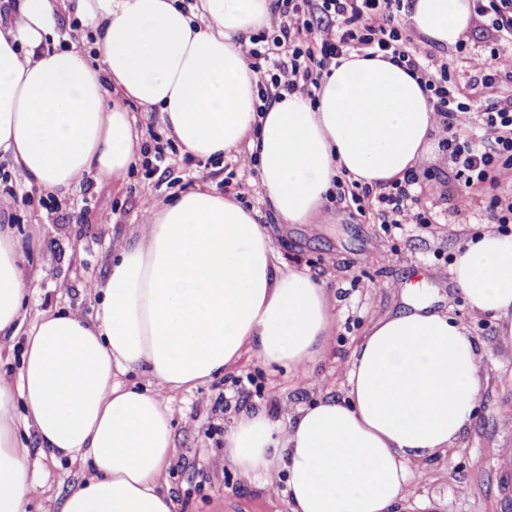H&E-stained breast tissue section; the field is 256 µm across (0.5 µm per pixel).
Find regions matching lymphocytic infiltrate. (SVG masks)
Instances as JSON below:
<instances>
[{
	"mask_svg": "<svg viewBox=\"0 0 512 512\" xmlns=\"http://www.w3.org/2000/svg\"><path fill=\"white\" fill-rule=\"evenodd\" d=\"M476 19L493 46L490 52L464 53L470 71L484 87L512 83V53L498 46L512 44V0H473ZM401 0H273L272 17L259 33L250 36L241 51L256 76L262 108L283 95L313 96L324 71L340 58L356 52L383 57L405 65L419 75V84L438 119L439 146L455 165V176L466 189L460 200L469 205L470 189L484 183L491 172L512 169V98L477 102L467 98L450 74L448 64H426L422 51L406 35L399 12ZM478 112L482 135L462 133L461 117ZM420 175L410 172L391 182L388 190L373 193L364 186L354 190L337 181L336 203L372 202L384 223L426 224L427 211L411 210V190Z\"/></svg>",
	"mask_w": 512,
	"mask_h": 512,
	"instance_id": "lymphocytic-infiltrate-1",
	"label": "lymphocytic infiltrate"
}]
</instances>
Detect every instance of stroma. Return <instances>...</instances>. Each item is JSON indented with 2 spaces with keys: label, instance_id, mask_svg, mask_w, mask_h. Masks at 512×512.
I'll return each mask as SVG.
<instances>
[{
  "label": "stroma",
  "instance_id": "obj_1",
  "mask_svg": "<svg viewBox=\"0 0 512 512\" xmlns=\"http://www.w3.org/2000/svg\"><path fill=\"white\" fill-rule=\"evenodd\" d=\"M161 178L147 179L133 166L123 184L100 192L94 179L59 195L28 184L9 161H0L24 200L9 211V222L25 246L33 284L29 312L76 310L93 317L98 299L89 284L103 279L108 263L131 232L146 223L154 201L185 187L209 183L221 194L264 209L259 173L225 156L201 163L182 152L168 153ZM418 205L433 214L428 225L407 224L385 234L374 210L325 203L319 230L301 224L273 225L271 235L288 265L321 279L335 298L336 333L311 374L268 367L244 356L231 371L204 385L174 394L175 452L166 480L176 512H290L285 495L267 493L224 465V432L244 410L290 411L314 403L325 391L342 394L351 353L372 316L404 308L394 284L425 277L434 309L466 325L476 340L487 381L474 422L453 453L425 462L427 476L410 489L401 512H512V344L502 342L489 316L473 314L452 282L455 250L481 232L491 196L512 193V170L473 190L460 208L465 187L448 158L421 178ZM79 464L63 459L47 465L43 488L28 512H56L59 500L86 478Z\"/></svg>",
  "mask_w": 512,
  "mask_h": 512
}]
</instances>
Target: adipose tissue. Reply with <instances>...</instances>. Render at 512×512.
<instances>
[{
  "label": "adipose tissue",
  "instance_id": "1",
  "mask_svg": "<svg viewBox=\"0 0 512 512\" xmlns=\"http://www.w3.org/2000/svg\"><path fill=\"white\" fill-rule=\"evenodd\" d=\"M272 0H14L0 23V153L29 183L66 193L87 177L122 182L142 133L125 107L158 108L183 152L259 162L267 212L210 187L158 201L92 290L94 318L41 311L25 325L37 272L0 226V339L25 332L16 381L0 376V512H26L45 461L89 464L58 512H176L164 474L174 456L170 400L234 366L312 370L336 328L322 281L287 266L272 223L317 224L338 175L374 189L438 156L436 115L419 81L358 53L295 94L256 110V77L238 40L267 25ZM94 32L96 58L50 47L59 17ZM409 26L452 46L473 25L471 0H411ZM453 281L470 309L512 342V234L484 225L455 253ZM406 308L371 317L344 395L276 417L241 413L224 462L290 512H395L472 422L483 376L467 328L405 286ZM136 381H127V374ZM35 430L22 442L14 402ZM287 470L285 486L276 477Z\"/></svg>",
  "mask_w": 512,
  "mask_h": 512
}]
</instances>
